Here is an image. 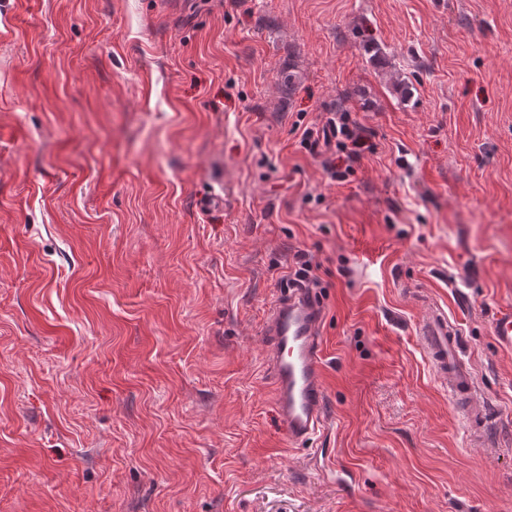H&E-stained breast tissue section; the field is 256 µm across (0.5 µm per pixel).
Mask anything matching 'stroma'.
I'll return each instance as SVG.
<instances>
[{
	"label": "stroma",
	"instance_id": "35a3bbf8",
	"mask_svg": "<svg viewBox=\"0 0 512 512\" xmlns=\"http://www.w3.org/2000/svg\"><path fill=\"white\" fill-rule=\"evenodd\" d=\"M337 112L341 178L302 143ZM298 253L300 445L262 332ZM508 306L512 0H0V512H512ZM329 132L331 133V137L333 138L337 139L340 135L345 140L351 141V148H348V144L344 140L337 139L336 141L337 149L342 151L348 149L346 155L347 158H352L358 155L359 150L363 147L364 143L362 139L360 137H353L352 131L350 130L348 125V118L346 117V115L341 114L338 118V121H336V118H331L329 122ZM331 137L328 135V133L326 134L325 131V142L327 144H330ZM323 323L314 291L297 285L275 298L264 325L275 419L294 443L310 439L325 421ZM491 334L503 349H512V307L499 310L491 322ZM420 336L435 376L448 387L451 407L469 412L475 379L463 359L462 339L456 326L441 309L432 308L420 326Z\"/></svg>",
	"mask_w": 512,
	"mask_h": 512
}]
</instances>
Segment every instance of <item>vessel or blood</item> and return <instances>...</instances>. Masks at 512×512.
<instances>
[{
  "mask_svg": "<svg viewBox=\"0 0 512 512\" xmlns=\"http://www.w3.org/2000/svg\"><path fill=\"white\" fill-rule=\"evenodd\" d=\"M323 323L324 311L314 291L298 285L275 298L264 325L271 344L268 370L275 419L295 443L310 439L325 421ZM491 334L500 348L512 349V307L497 312ZM420 336L437 379L448 389L451 407L466 409L473 400L475 379L463 359L456 326L434 308L424 318Z\"/></svg>",
  "mask_w": 512,
  "mask_h": 512,
  "instance_id": "vessel-or-blood-1",
  "label": "vessel or blood"
}]
</instances>
